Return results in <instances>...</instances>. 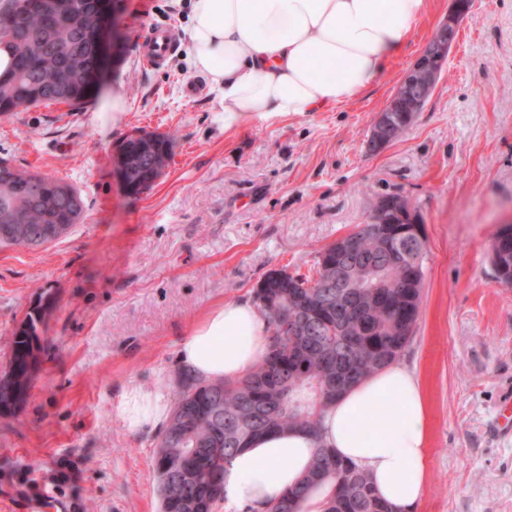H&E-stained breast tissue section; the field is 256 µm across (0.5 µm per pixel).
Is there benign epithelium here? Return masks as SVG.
<instances>
[{"label": "benign epithelium", "mask_w": 512, "mask_h": 512, "mask_svg": "<svg viewBox=\"0 0 512 512\" xmlns=\"http://www.w3.org/2000/svg\"><path fill=\"white\" fill-rule=\"evenodd\" d=\"M466 15L464 4L460 0H452L448 15L437 24L432 37L404 72L387 105L376 114L368 140L370 152L378 153L389 145L388 113L393 106H407L409 118L413 120L432 97L445 73L449 53L456 41V33ZM99 43L100 53L106 59H115L121 49V39L115 28L112 29V37L105 36ZM376 224H392L398 227L399 236H414L421 239L424 235V227L417 212L403 195L398 199L385 201L378 210L371 212L364 228L372 231Z\"/></svg>", "instance_id": "1"}]
</instances>
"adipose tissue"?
Masks as SVG:
<instances>
[{
  "instance_id": "adipose-tissue-1",
  "label": "adipose tissue",
  "mask_w": 512,
  "mask_h": 512,
  "mask_svg": "<svg viewBox=\"0 0 512 512\" xmlns=\"http://www.w3.org/2000/svg\"><path fill=\"white\" fill-rule=\"evenodd\" d=\"M431 0H192L188 29L195 68L224 100V127L322 112L355 99L400 57ZM266 321L248 300L212 309L179 344L182 366L234 383L261 363ZM119 412L133 432L164 423L162 390L131 387ZM328 448L364 469L377 494L412 512L427 480L428 404L400 363L347 390L319 419L317 435L264 434L224 466V499L263 506L297 486L315 452Z\"/></svg>"
}]
</instances>
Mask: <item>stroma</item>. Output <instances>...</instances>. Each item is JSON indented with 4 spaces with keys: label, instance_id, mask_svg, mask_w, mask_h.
Here are the masks:
<instances>
[{
    "label": "stroma",
    "instance_id": "35a3bbf8",
    "mask_svg": "<svg viewBox=\"0 0 512 512\" xmlns=\"http://www.w3.org/2000/svg\"><path fill=\"white\" fill-rule=\"evenodd\" d=\"M450 6L433 0L405 53L356 99L228 131L187 51L191 0H112L123 52L102 89L124 96L121 122L101 129L87 105L0 115V158L63 178L85 202L61 240L0 249V375L23 319L45 311L31 397L0 413V512H157V435L124 426V390L174 398L179 343L207 311L251 296L270 269L308 271L386 193L408 198L427 239L420 320L400 358L429 408L414 512H512V435L495 426L512 396V287L490 256L512 222V0H473L416 122L367 149L375 114ZM163 26L176 49L144 69L138 44ZM136 130L170 137L173 158L132 196L113 158ZM62 457L76 476L57 485Z\"/></svg>",
    "mask_w": 512,
    "mask_h": 512
}]
</instances>
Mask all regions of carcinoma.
<instances>
[{
	"label": "carcinoma",
	"mask_w": 512,
	"mask_h": 512,
	"mask_svg": "<svg viewBox=\"0 0 512 512\" xmlns=\"http://www.w3.org/2000/svg\"><path fill=\"white\" fill-rule=\"evenodd\" d=\"M105 0H7L0 6V49L12 56L0 74V115L39 105L79 107L102 86L97 34ZM125 187L138 196L168 168L167 138L145 131L127 136L120 147ZM72 184L30 172L0 159V248H38L69 234L81 223L84 206ZM426 244L396 245L390 230L366 231L352 242L350 270L355 298L336 299L324 284L336 279V245L323 247L313 274L268 270L253 299L268 331L263 362L235 383L209 382L182 369L169 419L157 437L154 478L159 512H216L223 500L224 462L241 441L301 428L318 430L319 415L338 394L340 376L351 387L398 361L419 321ZM499 280L512 284V239L493 260ZM44 313L27 314L15 331L7 371L0 376V412L25 405L41 368L39 326ZM330 485L323 512H396L377 495L368 476L319 449L299 485L272 501L267 512H303L311 490Z\"/></svg>",
	"instance_id": "carcinoma-1"
}]
</instances>
